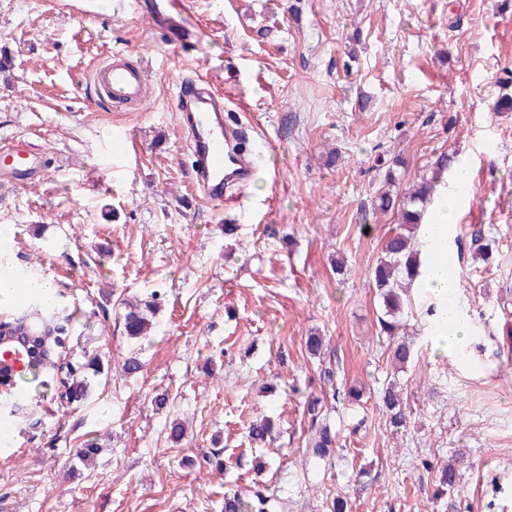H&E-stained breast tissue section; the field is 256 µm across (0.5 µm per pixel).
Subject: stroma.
Here are the masks:
<instances>
[{"label": "stroma", "instance_id": "stroma-1", "mask_svg": "<svg viewBox=\"0 0 512 512\" xmlns=\"http://www.w3.org/2000/svg\"><path fill=\"white\" fill-rule=\"evenodd\" d=\"M154 4L0 0V142L38 150L31 183L0 174L6 251L62 291L64 355L103 362L82 402L28 386L0 449V512H224L225 494L256 486L290 512H329L337 495L350 512H448L436 489L453 458L459 512H512V112L492 109L512 97V0H190L193 47ZM119 50L152 85L141 110L88 82L93 59ZM200 76L276 151L233 209L191 183L175 83ZM118 126L129 155L112 165L102 145ZM445 151L470 165L448 193L461 201L456 301L483 351L437 354L412 294L413 356L397 369L370 278L397 218L373 216L371 200L395 159L405 189ZM476 229L498 243L489 261ZM135 298L157 308L141 342L123 326ZM132 352L142 369L128 377ZM325 362L335 385L319 377ZM392 381L399 430L379 407ZM336 387L360 389L363 406L335 404ZM312 394L339 440L320 471L304 464ZM262 417L274 423L265 444L248 435ZM96 438L105 451L83 467L76 453Z\"/></svg>", "mask_w": 512, "mask_h": 512}]
</instances>
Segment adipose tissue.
<instances>
[{
    "label": "adipose tissue",
    "mask_w": 512,
    "mask_h": 512,
    "mask_svg": "<svg viewBox=\"0 0 512 512\" xmlns=\"http://www.w3.org/2000/svg\"><path fill=\"white\" fill-rule=\"evenodd\" d=\"M457 204L447 190H437L427 213L416 230L420 247L421 274L415 283L417 292L436 311L431 317L427 334L433 346L443 354L458 352L471 334L467 312L455 302L457 280L448 276L446 265L436 261L437 253H456L455 224Z\"/></svg>",
    "instance_id": "1"
}]
</instances>
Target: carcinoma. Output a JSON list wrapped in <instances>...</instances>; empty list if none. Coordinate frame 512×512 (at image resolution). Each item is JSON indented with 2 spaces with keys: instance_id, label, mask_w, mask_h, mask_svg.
Listing matches in <instances>:
<instances>
[{
  "instance_id": "cac0c4a2",
  "label": "carcinoma",
  "mask_w": 512,
  "mask_h": 512,
  "mask_svg": "<svg viewBox=\"0 0 512 512\" xmlns=\"http://www.w3.org/2000/svg\"><path fill=\"white\" fill-rule=\"evenodd\" d=\"M385 189L371 202L372 212L386 214L397 208L400 212L399 227L391 230L385 237L382 245V256L372 271L375 288L382 299L383 314L378 317L380 333L389 339L390 357L399 364L405 365L411 358L410 347L398 339L403 323L400 316L403 313V300L400 291L413 285L418 276L417 256L419 249L415 238V230L420 223L426 207L434 193L436 182H424L409 192L397 190L396 178L392 172H387L384 178ZM156 309L151 302L127 304V311L123 315L124 331L128 338L139 339L146 335L151 328V319ZM35 314L41 317L46 325L47 338L34 339V348L39 350L38 364L42 366L39 371L32 372L33 380L46 385V381L39 377L49 371H55L57 355L67 337L71 317L59 312L57 294L48 299L42 297H29L22 304L19 314L4 316L0 329L9 331L16 328L21 319L27 315ZM91 369L94 372L101 370L97 358L91 357L86 362L71 363L65 368L64 387L69 400L79 401L88 394V381L82 377L84 371ZM381 406L389 414L390 423L396 427L406 423V413L398 395L390 387L386 388L380 398ZM323 405L317 396L308 397L307 412L311 417V435L308 438L306 460L315 465H322L330 461L337 444V436L329 425L318 423ZM101 448L97 443L90 441L78 451V461L85 466L96 463ZM460 460L448 464L440 477V484L446 493L459 492V477L456 469ZM281 508L288 507L284 501H275L260 491L252 494L240 495L233 493L224 496V512H268L273 505Z\"/></svg>"
}]
</instances>
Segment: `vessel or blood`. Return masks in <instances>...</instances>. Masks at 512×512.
Instances as JSON below:
<instances>
[{"label":"vessel or blood","instance_id":"vessel-or-blood-1","mask_svg":"<svg viewBox=\"0 0 512 512\" xmlns=\"http://www.w3.org/2000/svg\"><path fill=\"white\" fill-rule=\"evenodd\" d=\"M187 9L186 0H161L156 10L167 26L178 29L181 44H192L197 34L177 26L175 17ZM90 79L97 92L130 109H140L151 90L142 65L129 62L123 53L112 52L103 63L94 65ZM177 110L180 126L190 151L192 184L204 199L230 207L239 203L235 195L225 193L228 184H241L252 175L249 157L237 143L247 130L239 121L224 118V99L199 80H183L177 86ZM10 172L17 179L34 172L33 155L23 145H11Z\"/></svg>","mask_w":512,"mask_h":512}]
</instances>
